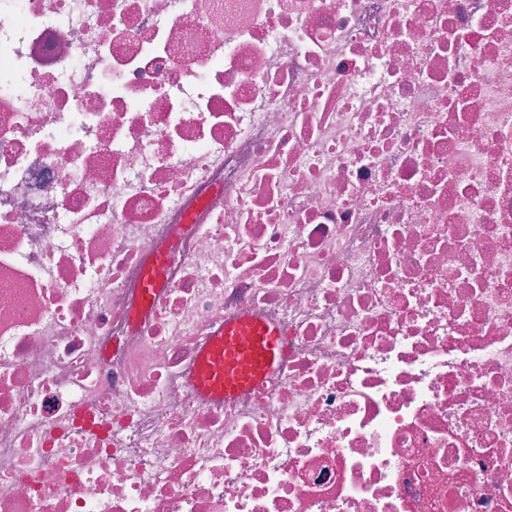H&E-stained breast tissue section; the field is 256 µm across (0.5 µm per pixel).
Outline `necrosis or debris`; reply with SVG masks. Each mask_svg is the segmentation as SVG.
<instances>
[{
    "mask_svg": "<svg viewBox=\"0 0 512 512\" xmlns=\"http://www.w3.org/2000/svg\"><path fill=\"white\" fill-rule=\"evenodd\" d=\"M0 512H512V0H0ZM284 355L282 331L245 314L213 331L198 351L190 385L206 401L232 398L275 374Z\"/></svg>",
    "mask_w": 512,
    "mask_h": 512,
    "instance_id": "obj_1",
    "label": "necrosis or debris"
}]
</instances>
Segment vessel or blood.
<instances>
[{"label": "vessel or blood", "mask_w": 512, "mask_h": 512, "mask_svg": "<svg viewBox=\"0 0 512 512\" xmlns=\"http://www.w3.org/2000/svg\"><path fill=\"white\" fill-rule=\"evenodd\" d=\"M284 355L281 330L245 314L213 331L197 354L190 384L203 400L231 398L275 374Z\"/></svg>", "instance_id": "b4317fda"}]
</instances>
